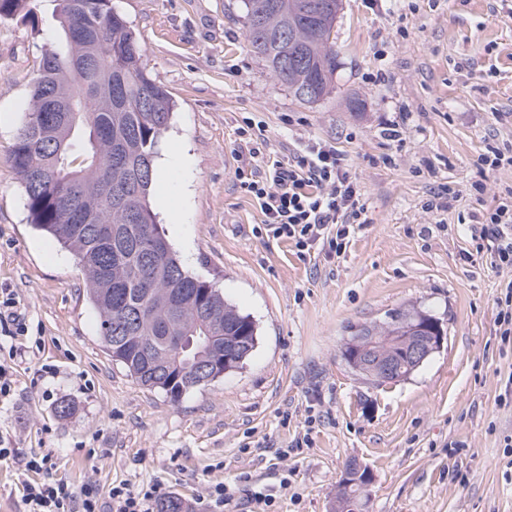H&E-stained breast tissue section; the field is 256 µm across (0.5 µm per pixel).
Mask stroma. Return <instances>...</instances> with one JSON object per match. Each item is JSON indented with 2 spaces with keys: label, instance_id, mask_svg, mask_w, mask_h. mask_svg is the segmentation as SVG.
I'll list each match as a JSON object with an SVG mask.
<instances>
[{
  "label": "stroma",
  "instance_id": "stroma-1",
  "mask_svg": "<svg viewBox=\"0 0 512 512\" xmlns=\"http://www.w3.org/2000/svg\"><path fill=\"white\" fill-rule=\"evenodd\" d=\"M342 5L336 89L303 103L251 52L241 0H112L175 104L156 162L181 163L151 209L185 268L258 329L239 368L177 404L107 354L83 271L31 224L9 162L56 4L43 0L39 35L0 20V289L31 348L0 405L15 454L0 463V512H26L23 465L47 452L72 487L155 486L183 512H214L218 485L226 512H249L263 490L268 512H333L353 457L373 475L367 512H512V341L495 305L512 273L460 257L512 182L478 163L487 142L512 145V0ZM250 124L282 161L335 146L364 206L344 254L302 257L261 234L236 178ZM409 306L440 318L442 347L408 380L364 383L342 357L350 326Z\"/></svg>",
  "mask_w": 512,
  "mask_h": 512
}]
</instances>
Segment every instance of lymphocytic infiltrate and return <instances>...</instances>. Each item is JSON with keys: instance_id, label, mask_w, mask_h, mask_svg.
<instances>
[{"instance_id": "f902f5d3", "label": "lymphocytic infiltrate", "mask_w": 512, "mask_h": 512, "mask_svg": "<svg viewBox=\"0 0 512 512\" xmlns=\"http://www.w3.org/2000/svg\"><path fill=\"white\" fill-rule=\"evenodd\" d=\"M238 180L258 200L267 231L287 239L298 251L321 245L344 253L361 225L360 194L331 144H308L288 162L277 160L263 168L251 164L239 170ZM474 237L492 266L512 271V202L504 198L487 209ZM24 497L27 512H105L91 484L76 490L59 480L30 482L24 486Z\"/></svg>"}]
</instances>
